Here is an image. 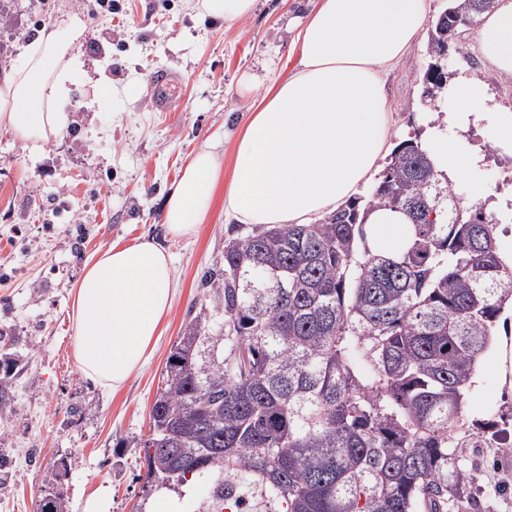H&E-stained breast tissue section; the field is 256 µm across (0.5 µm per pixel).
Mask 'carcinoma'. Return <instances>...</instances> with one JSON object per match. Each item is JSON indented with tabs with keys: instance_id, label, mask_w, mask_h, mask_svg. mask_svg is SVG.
Here are the masks:
<instances>
[{
	"instance_id": "obj_1",
	"label": "carcinoma",
	"mask_w": 512,
	"mask_h": 512,
	"mask_svg": "<svg viewBox=\"0 0 512 512\" xmlns=\"http://www.w3.org/2000/svg\"><path fill=\"white\" fill-rule=\"evenodd\" d=\"M493 0H460L428 44L427 96L448 46ZM415 140L395 149L366 207L410 221L398 254L367 241L359 201L316 224H231L223 262L161 372L144 486L179 490L227 473L285 512H455L473 474L454 431L476 363L512 309L498 219L465 208Z\"/></svg>"
}]
</instances>
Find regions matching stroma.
Instances as JSON below:
<instances>
[{
	"instance_id": "35a3bbf8",
	"label": "stroma",
	"mask_w": 512,
	"mask_h": 512,
	"mask_svg": "<svg viewBox=\"0 0 512 512\" xmlns=\"http://www.w3.org/2000/svg\"><path fill=\"white\" fill-rule=\"evenodd\" d=\"M0 0V75L23 43L66 13L80 14L87 29L78 45L87 73L108 81L137 78L128 99L86 108L91 85L78 76L60 110L65 130L40 152L0 131V351L9 365L13 398L0 408V512H38L45 490L63 485L67 512H82L102 490L109 512H148L142 486L144 451L134 437L149 431V411L170 349L201 299L203 273L224 253V200L216 198L194 234L172 235L165 202L191 154L217 145L224 172L232 170V141L254 97L238 94L246 72H259L265 53L296 57L289 18L316 0H258L243 21L203 19L191 0ZM475 26L461 34L466 55L449 53L447 70L461 68L483 80L495 99L512 106V77L480 55ZM427 39L384 75L393 104L396 141L419 135L417 116L428 64ZM161 89H154L157 74ZM150 238L173 261L172 306L144 365L119 391L85 377L74 356L72 289L84 266L115 242ZM504 327L481 357V373L465 393V426L480 432L512 411V349ZM476 472L471 489L481 512H512V441L466 451ZM212 480L185 487L188 512H280L251 478L239 480V506L212 498Z\"/></svg>"
}]
</instances>
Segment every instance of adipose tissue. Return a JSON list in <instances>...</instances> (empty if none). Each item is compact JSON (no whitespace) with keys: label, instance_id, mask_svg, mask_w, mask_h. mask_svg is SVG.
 Returning <instances> with one entry per match:
<instances>
[{"label":"adipose tissue","instance_id":"adipose-tissue-1","mask_svg":"<svg viewBox=\"0 0 512 512\" xmlns=\"http://www.w3.org/2000/svg\"><path fill=\"white\" fill-rule=\"evenodd\" d=\"M427 18V0H318L308 14L291 18L297 61L268 79L234 141L225 215L242 224H315L360 194L394 147L382 74L416 44ZM85 29L71 14L22 45L19 64L0 77L1 129L36 147L61 136L57 106L83 67L77 45ZM477 41L487 63L512 77V0H495ZM455 86L458 106L418 116L422 147L439 179L452 182L484 158L465 131L479 130L499 152L512 154V109L466 72ZM441 123L459 137L438 140ZM221 175L211 147L193 155L166 202L173 234H192L205 221ZM365 222L375 250L396 251L409 238L400 211L375 208ZM173 277L170 256L150 241L111 246L86 266L71 307L83 374L117 389L143 366L170 307Z\"/></svg>","mask_w":512,"mask_h":512}]
</instances>
